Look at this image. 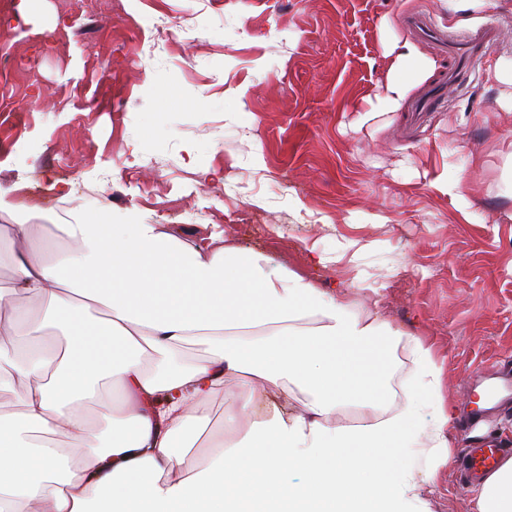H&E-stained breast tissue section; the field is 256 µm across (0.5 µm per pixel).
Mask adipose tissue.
Instances as JSON below:
<instances>
[{
  "mask_svg": "<svg viewBox=\"0 0 512 512\" xmlns=\"http://www.w3.org/2000/svg\"><path fill=\"white\" fill-rule=\"evenodd\" d=\"M417 55L386 54L391 109L433 73L409 68ZM58 230L0 227V394L17 402L0 408V512H431L406 456L450 463L454 415L422 337L216 233L80 216ZM189 340L206 356L176 361ZM260 387L275 401L255 415ZM219 393L250 419L194 459ZM476 493L478 512H512V457Z\"/></svg>",
  "mask_w": 512,
  "mask_h": 512,
  "instance_id": "adipose-tissue-1",
  "label": "adipose tissue"
}]
</instances>
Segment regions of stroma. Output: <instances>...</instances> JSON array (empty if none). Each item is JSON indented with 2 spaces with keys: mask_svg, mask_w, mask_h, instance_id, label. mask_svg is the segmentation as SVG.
<instances>
[{
  "mask_svg": "<svg viewBox=\"0 0 512 512\" xmlns=\"http://www.w3.org/2000/svg\"><path fill=\"white\" fill-rule=\"evenodd\" d=\"M429 14L460 36H500L442 109L390 111L385 54L400 18ZM35 57L36 73L9 67ZM512 60V0L460 22L444 0H14L0 11V225L52 235L67 213L136 215L194 241L220 228L320 287L377 305L429 342L442 394L463 416L479 376L512 361V109L488 78ZM209 170L203 179L201 170ZM459 175L461 197L437 189ZM351 239L358 263L340 258ZM331 256L308 262V244ZM383 284L355 289L356 272ZM194 452L226 435L217 395ZM432 512H477L455 464L431 482Z\"/></svg>",
  "mask_w": 512,
  "mask_h": 512,
  "instance_id": "35a3bbf8",
  "label": "stroma"
}]
</instances>
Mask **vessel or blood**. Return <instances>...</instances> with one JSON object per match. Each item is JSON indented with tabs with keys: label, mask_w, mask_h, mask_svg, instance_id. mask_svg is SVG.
<instances>
[{
	"label": "vessel or blood",
	"mask_w": 512,
	"mask_h": 512,
	"mask_svg": "<svg viewBox=\"0 0 512 512\" xmlns=\"http://www.w3.org/2000/svg\"><path fill=\"white\" fill-rule=\"evenodd\" d=\"M402 25L411 35L431 43L448 61L447 74L427 86L413 101L411 109L415 112H432L444 103L447 88L461 83L471 71L473 63L487 53L496 37V31L491 26L479 28L463 37L450 36L421 12L405 13ZM511 450V447L495 439L468 449L459 466L460 485L469 486L489 475Z\"/></svg>",
	"instance_id": "vessel-or-blood-1"
}]
</instances>
